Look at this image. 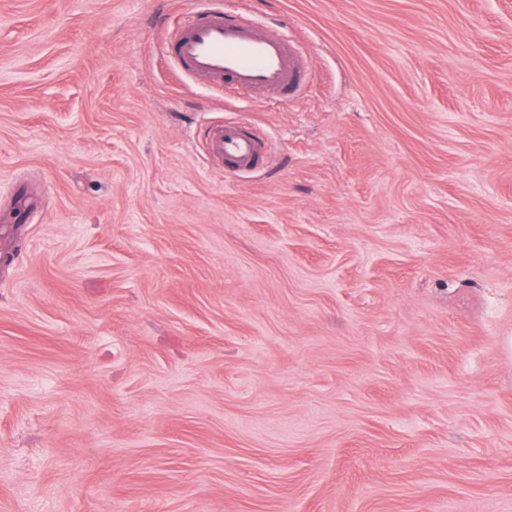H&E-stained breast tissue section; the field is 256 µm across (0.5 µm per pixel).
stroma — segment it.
<instances>
[{
    "instance_id": "stroma-1",
    "label": "stroma",
    "mask_w": 512,
    "mask_h": 512,
    "mask_svg": "<svg viewBox=\"0 0 512 512\" xmlns=\"http://www.w3.org/2000/svg\"><path fill=\"white\" fill-rule=\"evenodd\" d=\"M200 3L0 0V512H512V0H248L283 106ZM162 52L196 81L225 77L246 94L279 91L282 104L301 92L308 72L291 44L224 10L199 8L188 14L163 42ZM207 149L213 161L222 166L224 175L257 167L267 154L266 140L244 123H224L209 133Z\"/></svg>"
}]
</instances>
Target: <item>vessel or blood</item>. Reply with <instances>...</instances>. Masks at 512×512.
I'll return each instance as SVG.
<instances>
[{
    "instance_id": "b4317fda",
    "label": "vessel or blood",
    "mask_w": 512,
    "mask_h": 512,
    "mask_svg": "<svg viewBox=\"0 0 512 512\" xmlns=\"http://www.w3.org/2000/svg\"><path fill=\"white\" fill-rule=\"evenodd\" d=\"M162 52L195 80L224 78L246 94L276 91L284 104L301 92L308 72L291 44L223 10L200 8L188 14L177 33L163 42ZM207 149L231 175L257 167L268 146L254 128L224 123L211 129Z\"/></svg>"
}]
</instances>
